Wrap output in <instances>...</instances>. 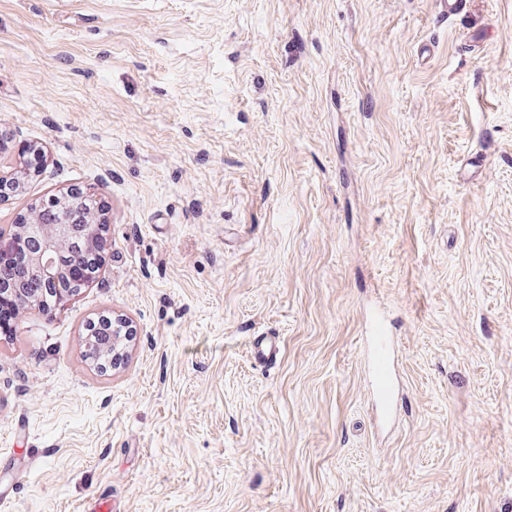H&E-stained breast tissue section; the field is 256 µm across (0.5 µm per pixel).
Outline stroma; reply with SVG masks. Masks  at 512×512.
I'll use <instances>...</instances> for the list:
<instances>
[{"label": "stroma", "instance_id": "1", "mask_svg": "<svg viewBox=\"0 0 512 512\" xmlns=\"http://www.w3.org/2000/svg\"><path fill=\"white\" fill-rule=\"evenodd\" d=\"M0 130L43 157L0 230L107 204L96 279L0 335V512H512V0H0ZM112 358L121 357L123 355L124 342L127 338L135 336V329L129 321L112 317ZM368 367L375 374L385 372L396 352V342L387 330L377 336H366L363 346ZM249 354L260 366L276 363L280 354V341L277 336L261 333L249 338Z\"/></svg>", "mask_w": 512, "mask_h": 512}]
</instances>
